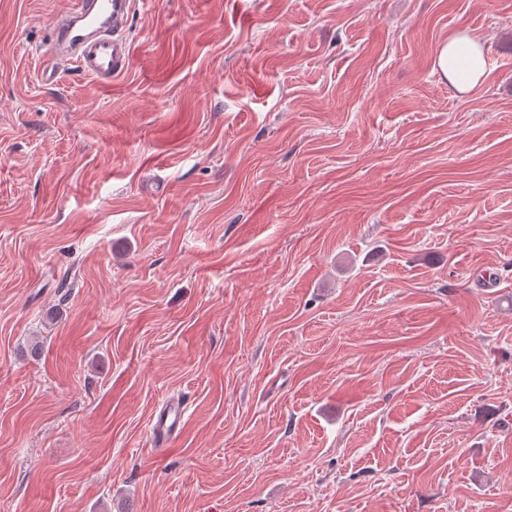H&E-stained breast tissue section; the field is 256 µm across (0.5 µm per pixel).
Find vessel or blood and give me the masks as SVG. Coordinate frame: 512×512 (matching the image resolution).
I'll return each mask as SVG.
<instances>
[{
  "label": "vessel or blood",
  "mask_w": 512,
  "mask_h": 512,
  "mask_svg": "<svg viewBox=\"0 0 512 512\" xmlns=\"http://www.w3.org/2000/svg\"><path fill=\"white\" fill-rule=\"evenodd\" d=\"M136 0H74L57 14L38 73L42 83H55L61 66L73 65L101 84L128 71L131 45L126 25ZM185 403H169L154 416L150 437L155 451L172 445L185 426Z\"/></svg>",
  "instance_id": "b4317fda"
}]
</instances>
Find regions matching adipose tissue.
<instances>
[{"label":"adipose tissue","mask_w":512,"mask_h":512,"mask_svg":"<svg viewBox=\"0 0 512 512\" xmlns=\"http://www.w3.org/2000/svg\"><path fill=\"white\" fill-rule=\"evenodd\" d=\"M435 67L458 92H470L486 74L484 44L471 30L460 29L439 46Z\"/></svg>","instance_id":"1"}]
</instances>
